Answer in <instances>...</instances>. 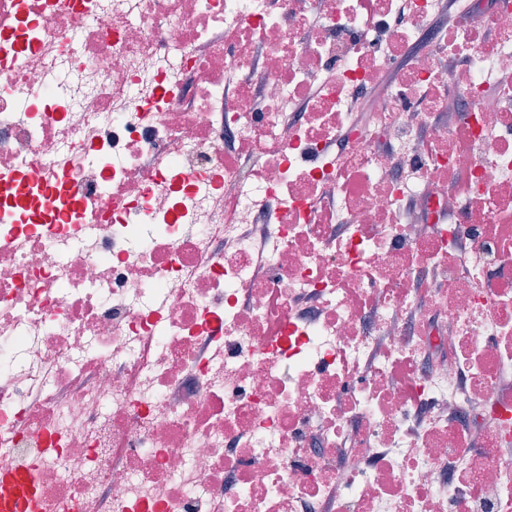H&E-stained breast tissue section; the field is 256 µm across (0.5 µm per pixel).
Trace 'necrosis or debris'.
I'll return each mask as SVG.
<instances>
[{
  "label": "necrosis or debris",
  "mask_w": 512,
  "mask_h": 512,
  "mask_svg": "<svg viewBox=\"0 0 512 512\" xmlns=\"http://www.w3.org/2000/svg\"><path fill=\"white\" fill-rule=\"evenodd\" d=\"M483 2L0 0L22 512H512V0Z\"/></svg>",
  "instance_id": "1"
}]
</instances>
